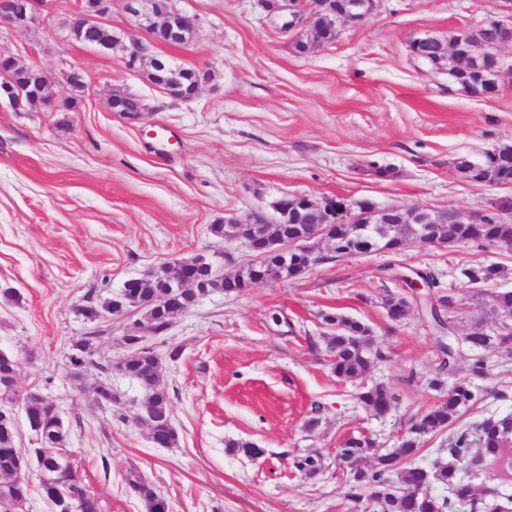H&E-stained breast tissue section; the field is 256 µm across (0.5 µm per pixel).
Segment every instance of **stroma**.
Here are the masks:
<instances>
[{"label":"stroma","instance_id":"35a3bbf8","mask_svg":"<svg viewBox=\"0 0 512 512\" xmlns=\"http://www.w3.org/2000/svg\"><path fill=\"white\" fill-rule=\"evenodd\" d=\"M178 6L197 18L192 38L147 47L208 73L190 101L152 84L145 60L131 61L138 21L125 0L111 2L117 42L106 51L67 41L77 0H40L36 24L0 31L1 52L37 60L53 73L56 97L81 100L76 112L0 105V351L17 362L15 395H0V410L14 417L18 446L31 449L40 442L19 397L36 390L55 401L67 429L59 453L101 512H145L127 482L133 470L169 512H377L368 496L348 498L353 475L339 448L363 431L377 447H397L411 417L439 397L429 385L437 332L424 301L394 322L383 297L400 292L398 275L431 272L437 293L460 302L458 330L468 332L475 321L492 322L488 297L512 290V250L410 242L396 254L326 261L298 278L210 294L148 341L163 361L160 386L178 434L172 448L156 447L146 426L133 423L146 392L113 368L129 352L124 337L137 313L110 316L75 378L70 358L92 327L80 310L199 254L238 273L249 252L211 226L231 211L270 214L289 193L462 212L512 196V185L476 184L453 168L457 158L512 146V77L494 97H473L409 53L414 38L444 40L489 17L512 18V0H378L363 24L306 55L260 0ZM73 66L85 83L79 92L66 79ZM117 88L144 104L141 118L111 111ZM489 263L504 277L474 288L463 269ZM329 312L373 330L385 358L362 380L338 381L328 366ZM484 356L492 371L457 428L512 412V360L491 349ZM103 381L113 400L98 405ZM376 383L396 397L394 411L379 418L356 399ZM232 440L263 453H233ZM304 454L322 460L315 478L292 467Z\"/></svg>","mask_w":512,"mask_h":512}]
</instances>
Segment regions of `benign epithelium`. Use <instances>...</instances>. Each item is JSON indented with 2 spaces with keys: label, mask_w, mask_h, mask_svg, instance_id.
I'll use <instances>...</instances> for the list:
<instances>
[{
  "label": "benign epithelium",
  "mask_w": 512,
  "mask_h": 512,
  "mask_svg": "<svg viewBox=\"0 0 512 512\" xmlns=\"http://www.w3.org/2000/svg\"><path fill=\"white\" fill-rule=\"evenodd\" d=\"M111 0H80L67 38L83 42L85 32L107 24L106 16ZM270 15L281 20V28L290 32L307 27L319 42H324L327 31H339L347 24L360 25L374 9L375 0H310L311 10L301 8V0H262ZM126 8L142 21L149 36L161 32L164 42L181 44L196 28V16L176 6L175 0H126ZM37 22L36 0H0V26L26 29ZM475 35L453 33L447 41L429 36L411 42L410 55L431 67L436 74H446L463 90L481 97L497 92L504 76L512 71L505 65L502 49L512 46V24L490 17ZM186 78L178 79L164 90L173 98L190 99L202 91L208 82V73L199 69H184ZM35 79L45 86H53L51 72L36 64H19L14 56L0 53V102H7L20 111L39 100L36 94L24 95L23 81ZM464 177L476 183L499 185L512 183V147H497L482 156L464 158L458 162ZM278 219L295 224H310L307 234L298 237L289 246L280 245L278 251L285 258L308 269L314 265L320 244L336 243L331 229L338 224H382L395 230H408L410 240L433 248L461 245L463 241L448 235L450 224H509L512 222V198L492 200L483 208L464 214L455 209H431L422 205L402 207L381 205L370 199L353 203L343 198H329L320 203L306 195L287 194L272 205ZM226 224L247 227L246 240L265 238L267 232L253 216L230 213ZM198 273L184 281L166 282V288H198L204 297L217 289L215 278L224 277L212 261L204 256L193 263Z\"/></svg>",
  "instance_id": "benign-epithelium-1"
}]
</instances>
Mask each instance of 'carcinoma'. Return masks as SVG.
I'll return each mask as SVG.
<instances>
[{
    "label": "carcinoma",
    "instance_id": "cac0c4a2",
    "mask_svg": "<svg viewBox=\"0 0 512 512\" xmlns=\"http://www.w3.org/2000/svg\"><path fill=\"white\" fill-rule=\"evenodd\" d=\"M349 233L355 234L360 245H376L377 232L372 225L347 224L344 234ZM502 234L501 224L460 225V235L468 244L494 245ZM256 256L259 257V268L275 266L286 277H297L292 267L279 262L280 256L264 250ZM166 269L164 265L158 271L123 286L127 297L151 303V310L134 323L133 332L124 336L130 353L115 365V370L132 377L147 393L144 405L153 414L149 435L160 448L176 445L177 433L172 425L167 394L158 387L162 361L141 349L140 343L166 333L173 314L199 300L195 291L189 288L174 294L159 287L158 278L165 275ZM464 276L471 284H485L503 277L504 270L495 263L483 264L465 269ZM254 281L255 275L247 269L224 280V289L242 291ZM383 306L391 319H400L408 311L404 299L391 295L383 300ZM489 307L492 314L500 317L498 325L487 328L482 322L475 323L470 332L454 337L452 347L439 348L438 372L431 379L430 386L442 392V396L430 410L412 421L399 447L382 453L375 448L369 436L361 434L346 440L344 448L340 449V457L351 465L366 455L374 458L375 463L370 469L354 471L353 480L356 487L370 491L369 497L379 512H459L461 509L464 512H512V493L497 487L480 489L472 479L464 478L460 469L462 460L475 456L489 466L512 473V459L504 453V449L512 447V414L486 418L473 433L466 429H453L459 414L479 398L480 389L472 385V380L489 375L488 365L479 351L493 348L501 356L512 358V291L494 294ZM323 321L335 329L328 337L327 349L336 379H359L371 363L383 359L380 350L370 347L373 337L363 322L338 313L324 315ZM104 333L106 330L96 327L76 343L78 354L71 358L74 375H79L80 369L84 368L85 357L91 355L94 339ZM461 361L468 362L470 378L444 388L442 375L454 371ZM22 400L29 425L39 428L41 447L21 450L16 443L15 424L0 420V512H23V504L29 494L24 467L34 462L45 475L56 472V464L61 462V458L54 449L62 446L67 437L63 420L40 394L29 393ZM358 401L370 415L379 416L393 409L395 396L383 386H365L358 394ZM445 431L450 432L447 459L436 461L430 471L402 465L404 460L421 451L424 436ZM293 466L307 478L316 476L320 471L319 460L313 455L295 457ZM66 470L64 478L59 481H43V491L54 504L55 512H72L71 506L78 501L82 504V512H100L98 500L86 493L78 477L71 472V466H66ZM430 480L446 486L451 496L440 498L428 492ZM128 484L144 503L145 512H169L165 497L139 474L130 473Z\"/></svg>",
    "mask_w": 512,
    "mask_h": 512
}]
</instances>
